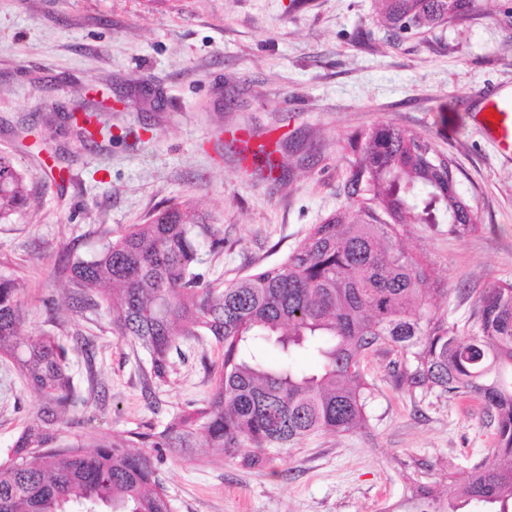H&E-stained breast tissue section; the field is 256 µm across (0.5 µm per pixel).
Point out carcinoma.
<instances>
[{
  "label": "carcinoma",
  "instance_id": "1",
  "mask_svg": "<svg viewBox=\"0 0 512 512\" xmlns=\"http://www.w3.org/2000/svg\"><path fill=\"white\" fill-rule=\"evenodd\" d=\"M391 36L465 22L475 0H379ZM343 185L347 203L280 263L215 286L197 271L199 241L214 236L188 202H173L147 224H131L88 258L72 279L108 305L117 334L150 357L151 376L173 370L180 339L209 337L224 347L206 405L159 431L68 443L59 426L75 407L65 350L49 335L23 337L21 288L0 272V358L43 395L34 421L0 466V512H172L140 445L163 456L219 451L258 466L273 452L316 434L343 435L366 424L371 391L365 354L388 344L403 357L398 383L448 398L473 397L494 424L495 457L474 465L459 503L508 512L512 503V283L485 290L462 339L430 309L440 292L424 260L401 241L414 224L448 225L466 237L480 219L456 192L455 169L425 139L392 125L359 136ZM30 199L24 174L0 155V223ZM273 350L271 359L267 351ZM316 358L311 370L294 359Z\"/></svg>",
  "mask_w": 512,
  "mask_h": 512
}]
</instances>
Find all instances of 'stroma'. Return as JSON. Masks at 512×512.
Instances as JSON below:
<instances>
[{
  "mask_svg": "<svg viewBox=\"0 0 512 512\" xmlns=\"http://www.w3.org/2000/svg\"><path fill=\"white\" fill-rule=\"evenodd\" d=\"M85 87L111 101L113 141L86 143L71 124ZM501 90H512V0H480L469 22L397 43L376 0H0V153L32 191L0 223V272L22 287V335L58 336L68 351L85 401L64 436L162 429L204 406L224 360L221 344L190 340L167 382L151 381L146 352L72 284L75 258L188 200L223 240L200 244L207 280L280 262L345 203L349 138L382 124L449 157L480 217L464 238L418 224L404 241L439 283L435 307L470 336L478 297L512 282V159L473 119ZM239 130L283 140V181L240 153ZM399 360L388 346L365 357V428L308 438L264 466L147 449L172 512H405L422 483L448 512L449 486L491 452L493 428L478 401L398 386ZM40 401L0 360V465Z\"/></svg>",
  "mask_w": 512,
  "mask_h": 512,
  "instance_id": "1",
  "label": "stroma"
}]
</instances>
